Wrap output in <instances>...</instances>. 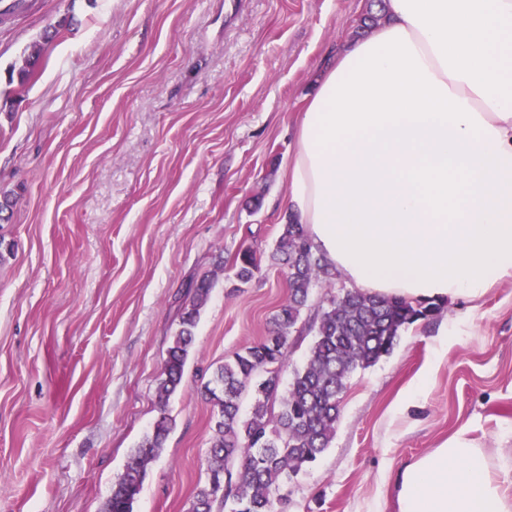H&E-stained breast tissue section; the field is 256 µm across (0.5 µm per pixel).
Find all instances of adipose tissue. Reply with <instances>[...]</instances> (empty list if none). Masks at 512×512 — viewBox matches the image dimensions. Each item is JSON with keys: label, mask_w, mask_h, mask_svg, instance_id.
I'll return each mask as SVG.
<instances>
[{"label": "adipose tissue", "mask_w": 512, "mask_h": 512, "mask_svg": "<svg viewBox=\"0 0 512 512\" xmlns=\"http://www.w3.org/2000/svg\"><path fill=\"white\" fill-rule=\"evenodd\" d=\"M286 207L360 292L453 303L512 279V0H386L316 78ZM397 512H512L465 431L405 465Z\"/></svg>", "instance_id": "ef3b65f1"}]
</instances>
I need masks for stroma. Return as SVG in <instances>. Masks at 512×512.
Returning <instances> with one entry per match:
<instances>
[{
  "instance_id": "obj_1",
  "label": "stroma",
  "mask_w": 512,
  "mask_h": 512,
  "mask_svg": "<svg viewBox=\"0 0 512 512\" xmlns=\"http://www.w3.org/2000/svg\"><path fill=\"white\" fill-rule=\"evenodd\" d=\"M368 0H26L0 23V512H103L160 411L134 512H188L214 437L200 392L288 297L266 257L315 70ZM66 28L14 97L10 70ZM261 270L233 285L235 255ZM214 288L181 389L158 383L189 280ZM466 429L512 448V279L404 328L357 371L286 512H396L399 470Z\"/></svg>"
}]
</instances>
